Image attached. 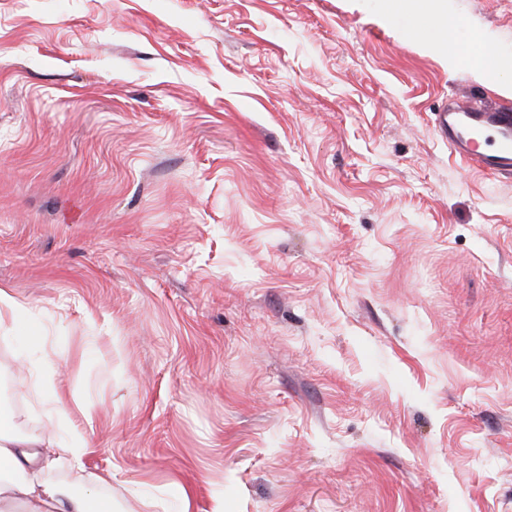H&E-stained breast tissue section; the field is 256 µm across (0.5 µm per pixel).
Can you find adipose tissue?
Returning a JSON list of instances; mask_svg holds the SVG:
<instances>
[{
	"instance_id": "ef3b65f1",
	"label": "adipose tissue",
	"mask_w": 512,
	"mask_h": 512,
	"mask_svg": "<svg viewBox=\"0 0 512 512\" xmlns=\"http://www.w3.org/2000/svg\"><path fill=\"white\" fill-rule=\"evenodd\" d=\"M444 0H398L400 16L409 18L406 32L410 37L447 49L454 26L443 6ZM28 312L0 292V330L26 325L27 331L17 343L21 356L39 351L43 338L38 329L29 327ZM37 440L14 430L10 416L0 417V512H90L91 498L47 482L43 471L28 472L36 458Z\"/></svg>"
}]
</instances>
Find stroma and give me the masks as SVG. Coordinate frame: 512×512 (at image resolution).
Here are the masks:
<instances>
[{
    "instance_id": "1",
    "label": "stroma",
    "mask_w": 512,
    "mask_h": 512,
    "mask_svg": "<svg viewBox=\"0 0 512 512\" xmlns=\"http://www.w3.org/2000/svg\"><path fill=\"white\" fill-rule=\"evenodd\" d=\"M446 4L447 52L387 0H0V290L67 354L0 339L40 454L82 435L119 512H512V175L433 131L512 103V0ZM477 54L480 59V69L485 79L497 80L502 71L503 62L497 51L487 41H479Z\"/></svg>"
}]
</instances>
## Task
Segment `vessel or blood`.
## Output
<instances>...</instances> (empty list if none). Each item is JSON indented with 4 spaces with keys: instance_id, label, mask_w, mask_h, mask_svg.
<instances>
[{
    "instance_id": "1",
    "label": "vessel or blood",
    "mask_w": 512,
    "mask_h": 512,
    "mask_svg": "<svg viewBox=\"0 0 512 512\" xmlns=\"http://www.w3.org/2000/svg\"><path fill=\"white\" fill-rule=\"evenodd\" d=\"M433 130L459 160L491 175L512 173V105L460 90L436 112Z\"/></svg>"
}]
</instances>
